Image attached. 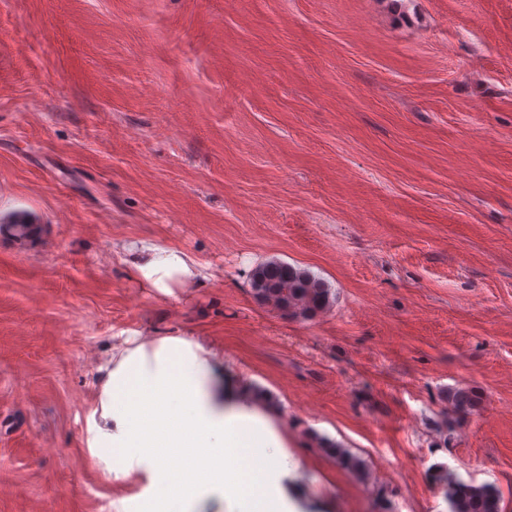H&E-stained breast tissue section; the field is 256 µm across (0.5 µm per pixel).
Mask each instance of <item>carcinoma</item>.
I'll list each match as a JSON object with an SVG mask.
<instances>
[{"label":"carcinoma","instance_id":"carcinoma-1","mask_svg":"<svg viewBox=\"0 0 512 512\" xmlns=\"http://www.w3.org/2000/svg\"><path fill=\"white\" fill-rule=\"evenodd\" d=\"M249 286L257 303L270 305L288 318H313L333 303L331 289L323 279L282 261L270 260L254 268ZM448 401L459 411H469L478 404V396L458 387L449 391ZM314 441L340 469L361 479L366 476L364 460L349 449L318 435ZM432 479L445 490L449 512H502V495L494 484L464 482L445 469L435 470Z\"/></svg>","mask_w":512,"mask_h":512}]
</instances>
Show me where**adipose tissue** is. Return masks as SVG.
<instances>
[{
    "label": "adipose tissue",
    "instance_id": "ef3b65f1",
    "mask_svg": "<svg viewBox=\"0 0 512 512\" xmlns=\"http://www.w3.org/2000/svg\"><path fill=\"white\" fill-rule=\"evenodd\" d=\"M135 278L168 294L191 288L205 267L180 250L131 243ZM270 400L224 377V361L186 336L126 337L97 368V392L86 420L87 446L104 473L127 476L128 462L149 463L156 498L172 512H200L219 498L223 512H295L277 454L288 433Z\"/></svg>",
    "mask_w": 512,
    "mask_h": 512
}]
</instances>
